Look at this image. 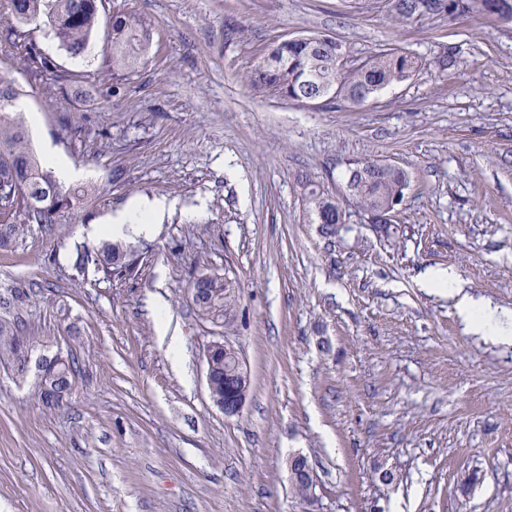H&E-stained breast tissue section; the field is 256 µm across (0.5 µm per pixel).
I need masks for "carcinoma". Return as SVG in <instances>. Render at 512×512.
<instances>
[{
    "instance_id": "1",
    "label": "carcinoma",
    "mask_w": 512,
    "mask_h": 512,
    "mask_svg": "<svg viewBox=\"0 0 512 512\" xmlns=\"http://www.w3.org/2000/svg\"><path fill=\"white\" fill-rule=\"evenodd\" d=\"M421 0H387L390 15L398 21L414 19ZM432 17L481 15L492 18L501 10L512 12V0H430ZM14 20L20 24L43 22L49 27L59 45L70 55L79 56L99 25L98 0H8ZM112 70L132 68L139 64L143 50L149 43L146 22L126 14H116L111 20ZM339 41L327 34L285 39L264 50L262 60L247 75L249 87L258 94L269 91L286 100L301 102L317 94L328 103L342 100L357 104L355 97L365 93L376 94L387 86L404 82L416 74L422 60L395 48L381 50L359 65L336 64V45ZM25 55L40 63L43 71L54 72V63L41 56L37 47L24 44ZM18 90L0 77V248L13 246L25 233V225L12 220L22 214L36 224H55L64 213H70L82 203L88 191L85 187L62 188L54 171L38 158L29 146L26 131L12 116V107ZM349 167H361L351 201L362 212L382 210L398 197H405L411 189V178L404 169L383 171L375 169L376 161L356 159ZM307 203L322 232L336 235L339 223V205L325 196L318 186L308 189ZM127 249L120 243L104 242L95 249L78 250L72 256L73 266L83 270L93 264L110 274L129 267ZM192 302L201 316L219 310L224 318L233 315L239 295L231 279L200 273L189 287ZM0 343L12 354L11 371L23 379L30 371L27 356L37 352L39 337L23 329L4 335L0 329ZM215 393L222 397L232 389H240L232 358L217 350L212 358ZM77 374L74 358L58 361L57 365H42L37 382V397L48 409L67 406L72 392L71 383Z\"/></svg>"
}]
</instances>
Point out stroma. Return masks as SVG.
I'll return each instance as SVG.
<instances>
[{"mask_svg":"<svg viewBox=\"0 0 512 512\" xmlns=\"http://www.w3.org/2000/svg\"><path fill=\"white\" fill-rule=\"evenodd\" d=\"M88 50L41 24L25 40L56 74L0 41V76L26 104L36 153L54 149L92 194L0 250V324L44 337L79 370L68 407L0 355V512H305L291 454L318 478L315 512H512V344L469 332L454 298L423 288L453 269L512 312V25L476 16L396 22L385 0H101ZM142 18L135 70L112 73L113 14ZM244 26L228 39L226 23ZM329 34L355 57L400 48L428 69L363 106L296 104L245 77L275 40ZM459 62L442 71L443 49ZM409 172L387 238L343 202L325 238L307 184L340 196L346 160ZM175 210L126 232L135 271L76 270L134 199ZM238 284L231 320L200 317L199 273ZM168 309L172 361L154 313ZM232 346L250 390L224 417L206 345ZM328 348H321V341ZM392 470L383 485L381 470ZM222 343H218L213 341L207 346L206 352H205V363H206V373H205V381L207 385V390L209 393L210 398L213 400L215 405L221 410V412L224 413V416L227 418H232L239 416L240 413L243 410V407L246 402V390L245 387L241 389V391L230 400H224L222 403L215 400L212 394L211 389V371H210V362H211V355L213 350L216 348L217 345H220Z\"/></svg>","mask_w":512,"mask_h":512,"instance_id":"obj_1","label":"stroma"}]
</instances>
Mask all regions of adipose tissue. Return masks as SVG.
Instances as JSON below:
<instances>
[{"label": "adipose tissue", "instance_id": "adipose-tissue-1", "mask_svg": "<svg viewBox=\"0 0 512 512\" xmlns=\"http://www.w3.org/2000/svg\"><path fill=\"white\" fill-rule=\"evenodd\" d=\"M169 207L165 202L155 200L131 201L124 210L113 217L111 223L99 226L102 234L119 235L125 228H133L138 234L150 235L156 224L162 223ZM427 288L435 292H445L456 297L462 321L467 330L494 342L512 341V330L502 325L501 315L490 304L474 299L463 293L454 271L428 273L425 277Z\"/></svg>", "mask_w": 512, "mask_h": 512}]
</instances>
